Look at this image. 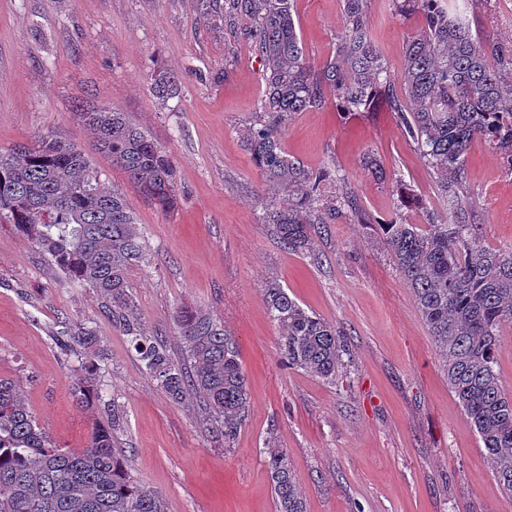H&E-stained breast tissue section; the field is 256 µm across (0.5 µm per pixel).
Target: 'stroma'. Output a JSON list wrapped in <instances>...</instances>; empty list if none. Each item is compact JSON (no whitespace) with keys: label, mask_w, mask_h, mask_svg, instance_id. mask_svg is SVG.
I'll list each match as a JSON object with an SVG mask.
<instances>
[{"label":"stroma","mask_w":512,"mask_h":512,"mask_svg":"<svg viewBox=\"0 0 512 512\" xmlns=\"http://www.w3.org/2000/svg\"><path fill=\"white\" fill-rule=\"evenodd\" d=\"M367 14L399 73L418 17H399L392 0H367ZM468 18L512 47V0H469ZM294 20L306 54L323 62L343 29L342 2L294 0ZM157 70L177 78L178 97L152 94ZM263 70L203 0H0V151L52 131L89 154L103 185L131 202L146 239L147 258L130 274L140 328L180 361L173 311L187 304L220 320L237 342L250 410L225 448L202 396L172 401L97 294L66 279L10 224H0V377L18 381L40 426L66 450L87 445L93 422L119 415L114 441L131 476L171 512H276L270 442L287 449L307 512H512L373 226L405 207L391 183L365 169L366 154L444 217L433 169L387 110L298 113L284 131L286 151L310 171L341 175L371 221L315 225L313 252L288 250L262 221L280 193L242 143ZM101 106L127 113L170 151L177 210L162 211L98 152L81 113ZM463 193L483 243L511 246L512 172L483 142L469 150ZM272 280L344 334L335 382L282 365L264 299ZM80 323L95 331L103 357L99 399L87 410L73 395L82 359L59 341Z\"/></svg>","instance_id":"35a3bbf8"}]
</instances>
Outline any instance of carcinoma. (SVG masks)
I'll list each match as a JSON object with an SVG mask.
<instances>
[{"label": "carcinoma", "instance_id": "obj_1", "mask_svg": "<svg viewBox=\"0 0 512 512\" xmlns=\"http://www.w3.org/2000/svg\"><path fill=\"white\" fill-rule=\"evenodd\" d=\"M367 0H342L344 29L320 66L305 53L293 0H224V22H247L245 36L265 63L260 116L243 132L246 151L262 179L282 192L263 222L281 243L313 251L311 229L348 211L367 222L352 193L322 203L326 174H315L284 149L282 134L299 112L329 102L344 113L371 112L383 103L403 134L439 176L448 217L406 194L422 210L414 224L398 211L380 225L383 243L411 288L415 307L444 358L448 387L470 419L493 474L512 497V395L497 370L503 327L512 325V247L482 244L461 194L465 157L485 142L512 171V47L472 32L465 7L454 0H395L401 16L417 14L420 27L405 42L401 73L390 72L371 31ZM160 99L178 92L175 76L152 74ZM97 148L143 195L165 211L178 207L170 153L136 128L124 112L101 107L82 113ZM0 223L11 224L71 282L93 289L122 325L145 368L177 402L189 391L206 402L224 447H233L250 397L237 344L210 314L178 308L173 323L190 368L142 334L133 315L130 268L145 260L144 238L127 197L101 187L86 154L57 134L31 146L0 152ZM265 301L279 331L284 362L331 382L343 365L341 331L305 309L278 282ZM88 327L68 331L82 349L78 402L98 398L101 355ZM114 426L94 425L87 448L63 452L35 420L21 388L0 378V512H170L159 494L144 490L114 448ZM277 512H306L288 451L265 449Z\"/></svg>", "mask_w": 512, "mask_h": 512}]
</instances>
